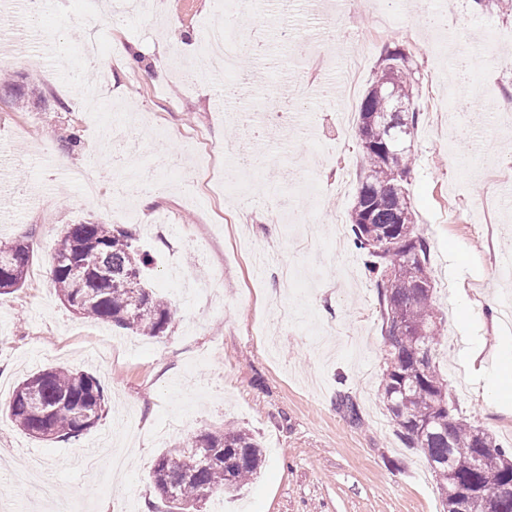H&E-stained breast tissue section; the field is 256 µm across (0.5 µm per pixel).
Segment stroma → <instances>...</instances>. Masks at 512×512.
<instances>
[{
	"label": "stroma",
	"instance_id": "stroma-1",
	"mask_svg": "<svg viewBox=\"0 0 512 512\" xmlns=\"http://www.w3.org/2000/svg\"><path fill=\"white\" fill-rule=\"evenodd\" d=\"M380 11L343 0L333 15L316 0H262L244 29L266 58L249 80V122L224 117L228 78L187 90L176 49L202 58L214 0H159L152 13L122 0H43L21 32L0 29V240L32 245L23 288L0 295V512H165L149 472L156 456L206 429L252 431L265 459L256 479L205 512H444L424 454L405 447L382 396L385 344L377 288L352 241L336 243L330 216L347 221L364 159L358 103L388 50L405 49L416 77L414 166L405 188L415 231L430 244L433 305L442 320L434 358L469 424L512 447V406L483 385L497 339L512 337V13L474 12L469 0H380ZM94 38L109 58L94 73L80 51ZM324 59L339 43L363 55L354 96L337 74L319 86L299 41ZM188 48H181V41ZM107 86L113 105L83 108L81 92ZM298 106L276 125L270 102ZM135 114L138 164L161 181L193 164L192 134L221 151L191 188L134 197L137 244L153 292L176 317L159 338L82 319L62 303L51 256L69 224L108 221L111 181L123 175L121 141L105 129L113 109ZM77 136L79 144L66 149ZM102 175L97 198L60 167ZM495 308H487V298ZM481 348L474 362L469 345ZM63 365L99 380L109 412L80 437L42 441L18 430L6 407L15 386ZM352 400L351 419L341 404ZM122 449L120 468L97 473L76 460L101 443ZM57 501L40 493L45 471Z\"/></svg>",
	"mask_w": 512,
	"mask_h": 512
}]
</instances>
